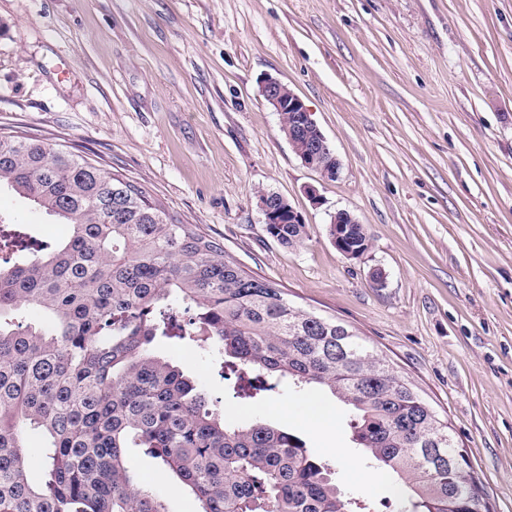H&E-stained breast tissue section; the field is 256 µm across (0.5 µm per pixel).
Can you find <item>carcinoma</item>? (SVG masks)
Masks as SVG:
<instances>
[{
  "label": "carcinoma",
  "instance_id": "carcinoma-1",
  "mask_svg": "<svg viewBox=\"0 0 512 512\" xmlns=\"http://www.w3.org/2000/svg\"><path fill=\"white\" fill-rule=\"evenodd\" d=\"M69 234L18 244L0 264V512H168L128 463L143 448L200 502L199 512H360L329 465L260 419L224 410L170 360L158 336L205 342L249 376L252 400L288 379L345 407L369 467L402 482L407 512H489L481 489L448 481L469 465L435 408L347 325L248 273L196 224L64 145L0 133V186ZM293 247L303 224H268ZM196 309L184 320L179 306ZM44 438L29 476L27 435Z\"/></svg>",
  "mask_w": 512,
  "mask_h": 512
}]
</instances>
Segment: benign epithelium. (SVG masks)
Instances as JSON below:
<instances>
[{
	"label": "benign epithelium",
	"mask_w": 512,
	"mask_h": 512,
	"mask_svg": "<svg viewBox=\"0 0 512 512\" xmlns=\"http://www.w3.org/2000/svg\"><path fill=\"white\" fill-rule=\"evenodd\" d=\"M261 93L273 106L277 113H288V140L301 135L305 138L306 146L299 153L302 162L319 171L326 180H333L339 173V162L327 139L312 121L310 112L302 99L286 85L274 78L262 82ZM258 207L266 224H301V214L294 209L286 198L275 196L270 192L257 193ZM336 223V249L348 259L362 257L366 250L348 246L351 239L349 225L357 223L356 218L346 211H340L334 216Z\"/></svg>",
	"instance_id": "7a95c632"
}]
</instances>
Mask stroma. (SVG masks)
Here are the masks:
<instances>
[{
  "mask_svg": "<svg viewBox=\"0 0 512 512\" xmlns=\"http://www.w3.org/2000/svg\"><path fill=\"white\" fill-rule=\"evenodd\" d=\"M267 77L303 100L336 180L296 156ZM10 130L98 161L350 326L447 419L490 512H512V0H0ZM260 190L300 212L301 244L267 233ZM340 210L368 230L360 258L329 236ZM0 220L49 241L67 231L5 189ZM152 349L226 420L260 414L297 435L367 512H403L397 477L367 481L330 394L282 385L243 403L217 352L163 337ZM313 399L333 409L327 426L306 422ZM129 458L168 512H198L150 454Z\"/></svg>",
  "mask_w": 512,
  "mask_h": 512,
  "instance_id": "stroma-1",
  "label": "stroma"
}]
</instances>
